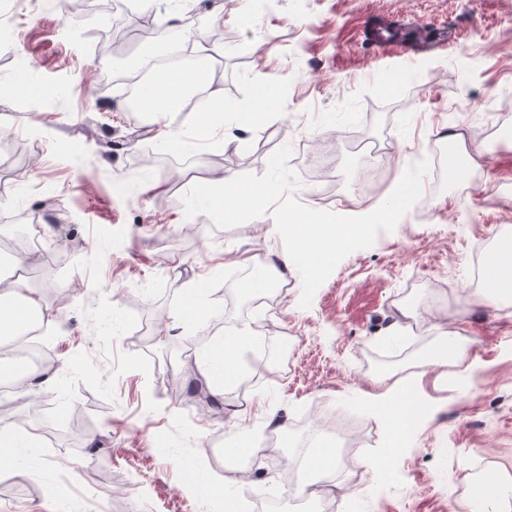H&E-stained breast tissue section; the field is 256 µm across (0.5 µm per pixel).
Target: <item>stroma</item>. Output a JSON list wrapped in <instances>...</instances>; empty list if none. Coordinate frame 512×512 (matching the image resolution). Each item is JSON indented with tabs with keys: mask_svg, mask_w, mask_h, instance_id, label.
<instances>
[{
	"mask_svg": "<svg viewBox=\"0 0 512 512\" xmlns=\"http://www.w3.org/2000/svg\"><path fill=\"white\" fill-rule=\"evenodd\" d=\"M0 0L12 20L0 49V243L3 225L38 233L42 316L52 352L50 385L0 400V421L32 424L37 447L19 449L31 470L0 461V512H224L226 493L278 496L280 512H452L470 469L512 475V307L482 306L472 276L475 245L512 226V0H155L170 36L191 45L215 16L225 46L208 68L215 96L248 107L261 87L277 100L257 129L226 119L224 140L189 150L157 143L156 124L126 111L105 77L123 76L153 47L131 37L120 51L89 38L97 15L73 16L67 0ZM424 26L426 48L380 51V24ZM486 102V110L465 104ZM461 133L481 178L444 170L395 230L344 258L299 306L296 269L276 288L242 293L236 273L284 243L272 214L232 229L186 217L182 195L224 174H263L291 145L295 197L342 215L375 210L415 157ZM386 150L363 185L365 140ZM462 336L465 365L436 384L425 368L431 413L408 429L390 473L350 469L307 503L290 467L322 426L354 424L350 452L375 453L389 426L368 408L387 377L416 371L433 324ZM247 325L269 344L287 336V363L224 387L220 407L191 358L199 335ZM267 447L248 473L225 448L241 417Z\"/></svg>",
	"mask_w": 512,
	"mask_h": 512,
	"instance_id": "35a3bbf8",
	"label": "stroma"
}]
</instances>
